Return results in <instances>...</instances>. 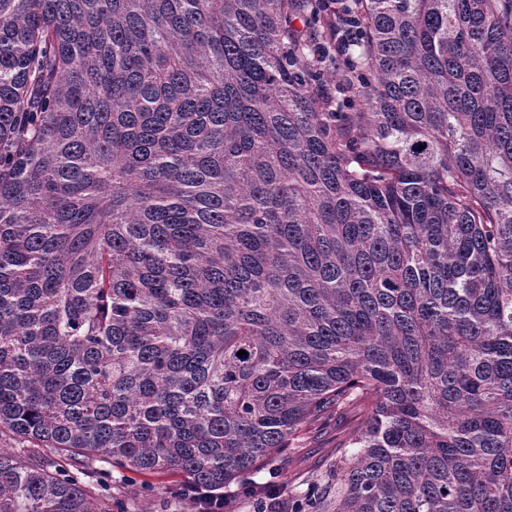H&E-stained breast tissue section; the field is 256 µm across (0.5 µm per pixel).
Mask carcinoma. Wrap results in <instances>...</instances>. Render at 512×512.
<instances>
[{
  "label": "carcinoma",
  "mask_w": 512,
  "mask_h": 512,
  "mask_svg": "<svg viewBox=\"0 0 512 512\" xmlns=\"http://www.w3.org/2000/svg\"><path fill=\"white\" fill-rule=\"evenodd\" d=\"M4 432L0 512H512V0H0ZM353 414L351 413L346 423L336 428L332 422L327 428L316 434L298 455L286 457L281 463L288 468L290 474L301 473L309 466H316L327 460L334 452L336 444L343 439L349 428L353 426ZM123 475L137 478V482L132 484ZM174 479L164 475L140 476L130 472L112 471V512H195L190 501L169 498L158 488ZM143 481L154 485L156 489L145 491L140 485ZM183 493L186 498L203 507L204 511L224 512V498L216 497L205 488L191 487Z\"/></svg>",
  "instance_id": "carcinoma-1"
}]
</instances>
